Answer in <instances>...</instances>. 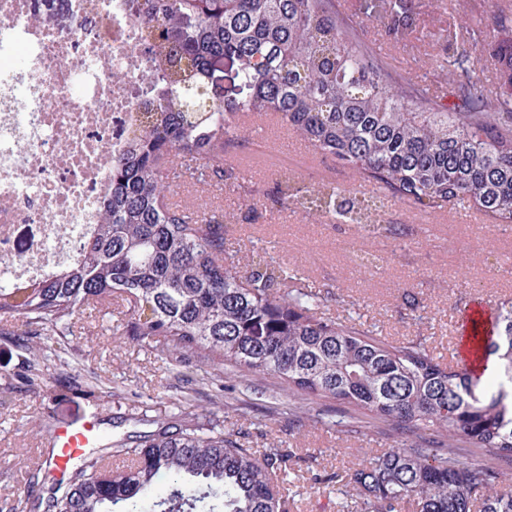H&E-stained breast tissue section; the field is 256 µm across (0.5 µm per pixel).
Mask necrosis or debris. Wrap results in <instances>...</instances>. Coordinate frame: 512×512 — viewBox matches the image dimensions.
<instances>
[{"label":"necrosis or debris","instance_id":"obj_1","mask_svg":"<svg viewBox=\"0 0 512 512\" xmlns=\"http://www.w3.org/2000/svg\"><path fill=\"white\" fill-rule=\"evenodd\" d=\"M139 3L72 0L63 27L40 20L30 0H0V276L52 275L97 223L112 159L157 81ZM19 224L37 227L21 248Z\"/></svg>","mask_w":512,"mask_h":512}]
</instances>
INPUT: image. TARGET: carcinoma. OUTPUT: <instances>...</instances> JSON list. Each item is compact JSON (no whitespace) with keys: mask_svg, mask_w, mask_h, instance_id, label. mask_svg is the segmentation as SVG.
Masks as SVG:
<instances>
[{"mask_svg":"<svg viewBox=\"0 0 512 512\" xmlns=\"http://www.w3.org/2000/svg\"><path fill=\"white\" fill-rule=\"evenodd\" d=\"M154 28L157 85L142 103L144 127L112 161L99 224L69 266L40 281L0 280V326L21 320L73 333L95 304H127L116 332L205 379L215 360L271 375L291 394L334 399L415 433L347 474L361 512H512V492L488 467L458 461V443L512 461V303L497 307L486 335L472 326L475 373L443 365L422 344L383 342L318 315L316 290L280 293L282 266L239 270L225 255L224 215L168 202L186 178L224 184V153L240 116L272 112L326 160L361 171L391 197L424 209L471 203L512 224V26L492 21L500 90L484 95L467 49L453 61L452 100L398 80L336 16L333 0H145ZM233 73V89L217 84ZM278 200L350 224L383 225L384 199H359L323 183L302 195L288 180ZM109 470L90 456L50 512H195L213 497L224 512H288V454H256L230 431L177 417L128 447Z\"/></svg>","mask_w":512,"mask_h":512,"instance_id":"carcinoma-1","label":"carcinoma"}]
</instances>
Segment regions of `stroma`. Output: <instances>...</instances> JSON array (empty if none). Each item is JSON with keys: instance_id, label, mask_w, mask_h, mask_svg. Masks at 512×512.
Wrapping results in <instances>:
<instances>
[{"instance_id": "stroma-1", "label": "stroma", "mask_w": 512, "mask_h": 512, "mask_svg": "<svg viewBox=\"0 0 512 512\" xmlns=\"http://www.w3.org/2000/svg\"><path fill=\"white\" fill-rule=\"evenodd\" d=\"M408 0V18L378 15L375 0H335L340 19L365 41H379L403 83L432 95L448 90L455 30L495 93L497 63L487 51L491 0ZM227 168L252 181L243 200L232 187L176 184L169 200L195 207L206 199L231 224L224 249L254 266L277 261L297 269L303 285L327 294L323 316L361 325L374 336L422 343L441 362L463 364L456 324L475 301L492 308L512 302V225L497 224L471 204L423 209L389 199L385 226L365 229L276 203V187L333 182L360 195L379 188L360 172L329 162L269 115L241 117ZM415 296L417 309L406 298ZM116 308H89L74 335L37 330L0 335V512H45L58 491L43 461L56 451L55 436L95 419L104 443L152 431V418L180 412L245 433V447L277 446L290 454L285 485L289 512H355L341 476L385 450L410 442L409 433L370 412L332 399L289 397L280 380L215 365L208 380L190 382L175 354L112 335Z\"/></svg>"}]
</instances>
